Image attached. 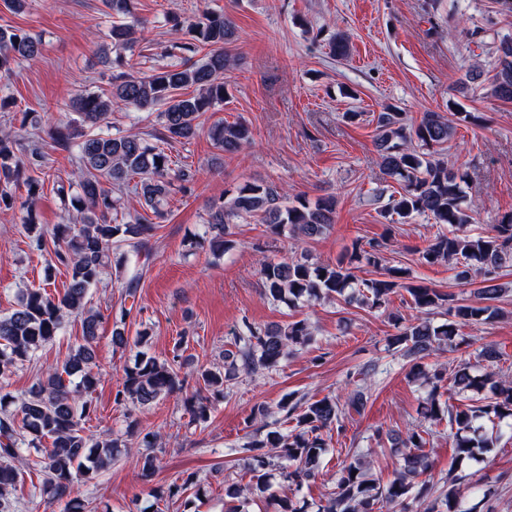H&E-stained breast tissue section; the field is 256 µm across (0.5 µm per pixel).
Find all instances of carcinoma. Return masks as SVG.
Wrapping results in <instances>:
<instances>
[{
  "mask_svg": "<svg viewBox=\"0 0 512 512\" xmlns=\"http://www.w3.org/2000/svg\"><path fill=\"white\" fill-rule=\"evenodd\" d=\"M133 0H104L108 15L114 18L107 35L112 48L125 49L136 42L138 24L129 23ZM233 21L222 14H206L186 26L187 38L174 45L181 57L149 74L123 71L121 58L112 60L120 69L112 77L107 93L82 94L73 103V117L55 127L51 139L59 146L75 145L78 166L74 172L76 194L65 188L58 193L65 210H73L65 224L47 231L40 226L33 205H28L23 224L27 247L32 252L48 253L50 262L65 268L69 283L64 292L52 295L44 288H30L18 296L16 307L0 316V378L31 360L35 353L54 340L64 329L69 316L80 318L83 343L71 349L61 366L48 370L31 388L28 396L15 404L12 395L0 392V512H15L12 490L22 476L25 449L37 452L33 465L43 474L40 493L52 504L66 500V512H85V504L70 497L71 488L81 479H89L110 467L127 440L102 431L86 433L96 406L90 399L100 377L92 371L94 344L101 318L86 308L90 291L100 281L108 264L127 269L129 255L149 258L148 243L157 225L146 216L134 223L112 222L116 200L112 190L129 185L154 215L169 193L172 180L188 182L193 177L186 167L173 168L165 146L193 139L203 128L202 117L227 96V75L235 59L227 46L235 41ZM202 55L199 60L193 57ZM41 55V41L20 29L0 28V80L7 78L14 66L32 63ZM488 67L472 65L459 80L458 91L489 85L491 95L512 101V36L494 42ZM141 110L161 107L158 113L164 129L160 143L151 144L143 133L132 129L110 132L107 115L112 102ZM471 119L469 112H457L450 119L438 112L424 113L420 122L409 126L400 112H380L376 117V147L383 173L399 186L392 192L381 214L397 215L406 223L424 216L444 225L427 246L419 251L426 264H448L458 269L464 282L480 278L482 287L476 300L461 299L421 284L404 282L406 271L386 267L380 278L359 279L356 265L382 266L387 242L372 241L368 247L355 246L347 259L335 264L312 262L301 255L288 260L266 261L260 268L264 296L287 306L300 300H324L357 303L371 309L385 308L390 297L403 288L411 297L418 315L399 327L389 338V345L411 358L410 381L429 387L422 406L423 421L432 423L448 419V428L456 430L454 448L459 459L480 461L496 447L498 431L488 430L480 420L492 414L497 419H512V382L496 379L494 363L498 350L491 344L481 347L475 364L463 363L447 372V366H427L423 360L456 346L462 326L486 321L498 315L496 302L505 289L497 284L499 270L512 265V213L504 214L492 232H477L475 206L464 200V174L448 165L442 151L454 135L458 121ZM208 135L217 149L234 154L251 140L249 127L242 122L218 121L208 127ZM19 139L13 132H0V212L14 209L15 200L8 187L21 181L28 186V196L39 194L41 184L28 176L27 169L40 168L47 153L30 147L26 158L15 153ZM336 200L331 196L310 201L302 195L288 198L287 191L273 183L247 182L214 204L208 212L212 250L220 254L231 246L229 225L247 218H257L274 234L286 229L299 240H310L326 233L335 223ZM52 250H47L48 244ZM132 309L120 303L113 309L112 344L125 348L126 321ZM444 314L448 320L435 324L433 316ZM151 335L149 328L140 330L134 346L140 348L132 364L123 368L121 389L115 393L117 404L148 407L174 393L185 394L184 405L192 420L204 422L211 410V399L224 396V386L244 372L255 374L276 371L281 362L313 340L310 322L303 318L273 327L256 328L249 324L234 337V349L224 350V370L204 368L180 374V356L160 360L143 350ZM451 384L460 404H441L440 389ZM490 390V402L482 394ZM365 393L358 390L347 406L329 397L313 402L284 399L279 409L296 421L293 430L284 434L269 429L271 414L265 404H256L247 418L249 426L265 428L262 438L243 447L251 453L250 481L232 485L226 491L224 512H248V494L264 493L271 470L294 490L317 479L320 459L326 452L323 432L340 426L350 411L360 412ZM396 447L405 449L403 467L396 477L382 484L368 476L369 467L361 458L343 462L336 473L335 487L323 495L316 512H483L485 499L471 503L456 484L440 488L423 478L431 469L425 452L429 429L412 428L406 434L376 430ZM126 436L136 439L142 448L136 458L144 477L158 468L155 448L161 440L160 430L141 429L134 420L127 422ZM50 446L43 448V440ZM189 481L175 482L165 490L154 491L156 502L181 496Z\"/></svg>",
  "mask_w": 512,
  "mask_h": 512,
  "instance_id": "obj_1",
  "label": "carcinoma"
}]
</instances>
